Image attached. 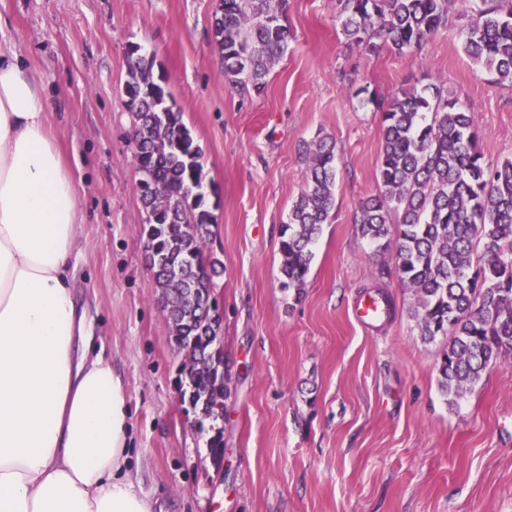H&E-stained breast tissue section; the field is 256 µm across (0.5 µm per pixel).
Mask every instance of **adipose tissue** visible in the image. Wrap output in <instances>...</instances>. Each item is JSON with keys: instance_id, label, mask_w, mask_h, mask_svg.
I'll list each match as a JSON object with an SVG mask.
<instances>
[{"instance_id": "1", "label": "adipose tissue", "mask_w": 512, "mask_h": 512, "mask_svg": "<svg viewBox=\"0 0 512 512\" xmlns=\"http://www.w3.org/2000/svg\"><path fill=\"white\" fill-rule=\"evenodd\" d=\"M48 109L1 54L0 512H155L125 469L122 381L76 296L85 217Z\"/></svg>"}]
</instances>
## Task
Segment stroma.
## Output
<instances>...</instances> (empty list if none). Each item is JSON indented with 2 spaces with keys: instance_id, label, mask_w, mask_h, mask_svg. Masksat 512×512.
<instances>
[{
  "instance_id": "35a3bbf8",
  "label": "stroma",
  "mask_w": 512,
  "mask_h": 512,
  "mask_svg": "<svg viewBox=\"0 0 512 512\" xmlns=\"http://www.w3.org/2000/svg\"><path fill=\"white\" fill-rule=\"evenodd\" d=\"M216 4L0 0V54L37 79L76 180L79 300L122 379L140 490L165 512H512V359L448 406L437 385L443 340L421 339L391 254L353 222L377 191L381 117L370 93L440 89L499 161L512 157V85L464 53L457 6L421 50L398 55L350 44L338 0H288L293 39L258 96L224 81ZM136 46L154 55L202 149L231 373L220 472L179 400L184 355L143 255L125 94ZM326 135L336 140V208L296 296L280 286V233L305 182L302 146ZM376 286L392 293L394 316L359 324L353 308Z\"/></svg>"
}]
</instances>
